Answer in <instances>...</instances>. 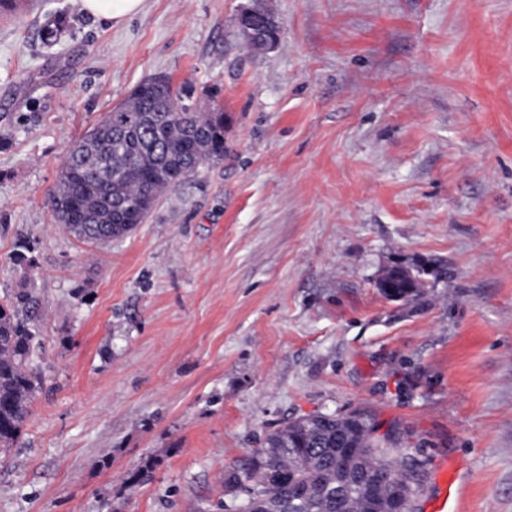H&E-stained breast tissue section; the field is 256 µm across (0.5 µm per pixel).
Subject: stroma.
<instances>
[{
  "instance_id": "obj_1",
  "label": "stroma",
  "mask_w": 512,
  "mask_h": 512,
  "mask_svg": "<svg viewBox=\"0 0 512 512\" xmlns=\"http://www.w3.org/2000/svg\"><path fill=\"white\" fill-rule=\"evenodd\" d=\"M264 2L261 54L255 0L0 17V297L45 308L0 512H224L269 432L354 410L421 465L414 512H512V0ZM152 75L223 107L224 158L80 242L49 204L68 148ZM397 265L417 299L381 292ZM252 15H253L252 11L245 10L242 12V14L239 17L240 26L247 35L252 34V30H253L252 29L253 24L251 22ZM241 28L239 27V34H240L245 46L248 49H250L253 53H256V54L262 53L263 52L262 50L271 48L272 37H267L266 41H256V40L248 38L244 34V32Z\"/></svg>"
}]
</instances>
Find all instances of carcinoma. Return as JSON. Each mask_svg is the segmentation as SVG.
I'll return each mask as SVG.
<instances>
[{
  "mask_svg": "<svg viewBox=\"0 0 512 512\" xmlns=\"http://www.w3.org/2000/svg\"><path fill=\"white\" fill-rule=\"evenodd\" d=\"M165 76L144 79L129 97L68 149L51 206L73 237L106 243L125 236L157 198L224 158V109L198 112L181 102ZM13 265H35L20 243ZM391 300L417 296L412 273L394 266L379 281ZM42 303L24 288L0 303V453L13 447L43 387L35 361ZM407 482V502L421 492L415 461L392 454L363 412L298 418L270 433L224 481L226 512H261L280 501L288 512H387L395 482ZM307 495L292 502L290 489Z\"/></svg>",
  "mask_w": 512,
  "mask_h": 512,
  "instance_id": "carcinoma-1",
  "label": "carcinoma"
}]
</instances>
